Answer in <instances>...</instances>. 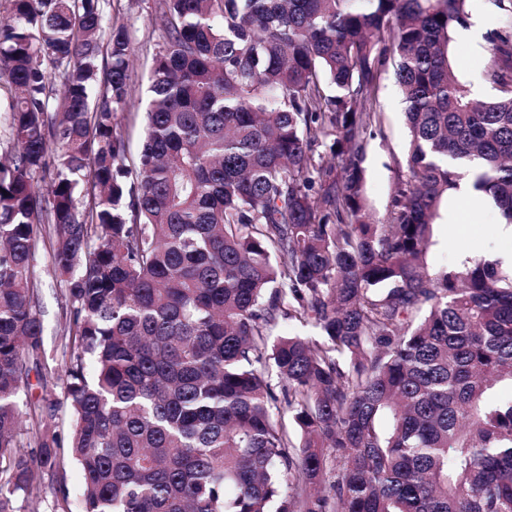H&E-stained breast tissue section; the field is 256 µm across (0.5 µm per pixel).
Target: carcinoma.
<instances>
[{"instance_id": "cac0c4a2", "label": "carcinoma", "mask_w": 512, "mask_h": 512, "mask_svg": "<svg viewBox=\"0 0 512 512\" xmlns=\"http://www.w3.org/2000/svg\"><path fill=\"white\" fill-rule=\"evenodd\" d=\"M9 2L0 512L40 498L33 466L57 471L66 451L84 512H512V265L427 261L468 173L512 224V37H488L498 95L482 101L448 59L467 0H160L129 183L127 29L104 0ZM389 66L408 171L379 221L361 163ZM44 236L70 356L61 396L32 404L30 372L52 361L34 305ZM282 317L318 334L270 338Z\"/></svg>"}]
</instances>
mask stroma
Instances as JSON below:
<instances>
[{
	"label": "stroma",
	"instance_id": "stroma-1",
	"mask_svg": "<svg viewBox=\"0 0 512 512\" xmlns=\"http://www.w3.org/2000/svg\"><path fill=\"white\" fill-rule=\"evenodd\" d=\"M157 0H105V10L114 24L125 26L131 40L129 61V102L118 115V130L127 146L128 168L138 164L145 133L147 90L154 59L161 45L156 23ZM487 56L485 49L476 50L453 40L449 58L458 79L466 83L474 97L491 99L494 87L479 79L478 72ZM379 121L369 138L362 161L365 170L364 192L376 218H384L396 182L407 172L408 132L404 122L405 104L393 70L381 74L378 95L373 104ZM502 218L491 199H484L473 223H449L446 214H439L434 224L433 244L428 252L430 266H453L468 256L483 255L492 259L512 255V237L499 235ZM52 248L49 241H39L35 252V273L39 288L35 306L43 322L45 339L55 364L68 357L61 335L65 324L67 303L62 283L50 273ZM41 498L38 512H82L80 498L81 474L73 463H65L56 473H41Z\"/></svg>",
	"mask_w": 512,
	"mask_h": 512
}]
</instances>
